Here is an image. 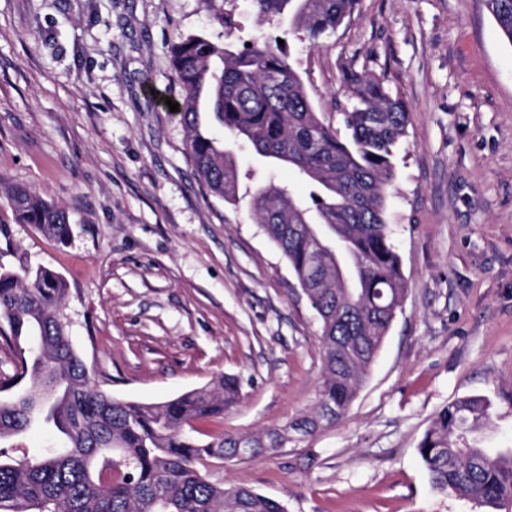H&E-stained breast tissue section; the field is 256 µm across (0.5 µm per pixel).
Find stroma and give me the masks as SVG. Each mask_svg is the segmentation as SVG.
<instances>
[{"label": "stroma", "mask_w": 512, "mask_h": 512, "mask_svg": "<svg viewBox=\"0 0 512 512\" xmlns=\"http://www.w3.org/2000/svg\"><path fill=\"white\" fill-rule=\"evenodd\" d=\"M281 34L250 0H0V268L46 267L94 388L156 403L231 375L208 436L257 434L312 412L319 320L248 197L195 173L168 104L170 48ZM322 117L344 131L345 67L383 78L409 110L387 222L409 280L342 419L272 454L207 464L288 512H512L434 488L418 446L436 414L486 398L478 434L512 456V44L485 0H357L309 45L284 35ZM35 189L70 218L67 242L19 223L6 192Z\"/></svg>", "instance_id": "stroma-1"}]
</instances>
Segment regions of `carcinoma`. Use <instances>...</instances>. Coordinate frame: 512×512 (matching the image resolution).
<instances>
[{
	"mask_svg": "<svg viewBox=\"0 0 512 512\" xmlns=\"http://www.w3.org/2000/svg\"><path fill=\"white\" fill-rule=\"evenodd\" d=\"M512 45V0H486ZM258 14L275 13L315 45L350 17L356 0H252ZM181 88L179 112L190 134L199 178L224 201L239 199L234 147L247 143L272 172L290 168L307 186L254 181L247 190L266 236L288 260L320 323L322 382L315 413L263 435H220L204 442L194 423L220 418L239 396V382L210 385L158 403L126 402L90 385L84 361L61 318L67 283L44 267L0 270V318L17 352L16 374L0 383V512H287L284 504L244 483L224 485L202 474L204 462L266 455L290 442L289 432L314 433L340 419L365 383L401 308L407 279L387 223L394 158L409 111L384 82L347 67L343 84L355 100L343 113L342 141L315 111L278 38L236 45L194 34L171 48ZM224 128V140L201 130V113ZM16 218L64 242L68 213L36 191L15 186ZM332 225L344 244L343 280L326 269L335 259L317 250L315 232ZM489 403L467 397L445 407L426 431L419 454L436 488L496 507L512 500V457H492L461 438L481 428ZM62 445L15 456L5 441L38 424Z\"/></svg>",
	"mask_w": 512,
	"mask_h": 512,
	"instance_id": "cac0c4a2",
	"label": "carcinoma"
}]
</instances>
